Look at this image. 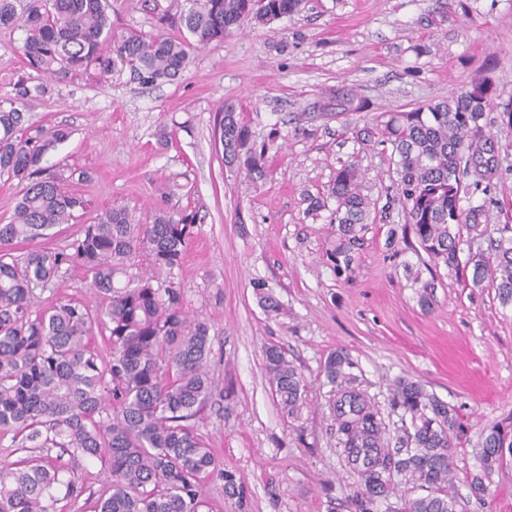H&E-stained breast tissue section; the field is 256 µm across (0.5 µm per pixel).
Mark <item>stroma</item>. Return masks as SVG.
<instances>
[{
    "mask_svg": "<svg viewBox=\"0 0 512 512\" xmlns=\"http://www.w3.org/2000/svg\"><path fill=\"white\" fill-rule=\"evenodd\" d=\"M173 2L114 0L112 26L155 33L153 6ZM24 38L20 28H0V97L20 78L46 83L26 117L69 127L47 164L88 202L44 246L71 251L85 226L115 206L141 219L156 207L195 217L173 277L185 307L212 326L210 377L231 390L207 405L201 432L248 494L243 510L223 481L207 482L213 512H345L355 477L336 451L331 387L321 373L339 350L381 413L400 377L454 406L464 426L454 456L458 512H512V453L491 473L484 500L467 485L480 468L484 429L512 420V304L474 287L471 266L389 249V232L404 217L387 202L391 149L374 131L379 113L441 100L487 68L497 99L511 100L512 0H308L294 17L246 21L224 41L190 50L176 80L153 86L126 74L97 84L43 80L17 52ZM340 89L366 98L369 111L338 112ZM227 104L255 142L280 134L264 182L228 167L214 144ZM347 161L358 165L373 208L345 279L326 257L329 213L310 211L309 201L326 195ZM75 170L88 180L72 178ZM258 279L280 301L279 317L260 307ZM273 345L308 381L291 416L271 397L265 350Z\"/></svg>",
    "mask_w": 512,
    "mask_h": 512,
    "instance_id": "1",
    "label": "stroma"
}]
</instances>
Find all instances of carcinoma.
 <instances>
[{
	"instance_id": "1",
	"label": "carcinoma",
	"mask_w": 512,
	"mask_h": 512,
	"mask_svg": "<svg viewBox=\"0 0 512 512\" xmlns=\"http://www.w3.org/2000/svg\"><path fill=\"white\" fill-rule=\"evenodd\" d=\"M305 5L186 0L180 11L159 17L171 32L118 34L109 0H0V25L25 31L19 52L45 75H82L99 83L128 70L140 83L155 85L183 72L190 49L223 40L245 20L268 25ZM495 86L486 69L445 99L382 113L380 126L396 174L393 200L405 218L402 234L391 231L390 247L408 242L411 233L429 257L456 268L466 245L473 284L488 283L508 305L512 226L482 223L483 204L462 206L469 190L512 172L493 138L483 134L491 112L512 126V100L496 101ZM13 90L9 106L0 103V172L23 183V192L12 219L0 223V438L11 436L30 455L20 468L0 466V512H55L58 501L85 494V485L49 455L53 448L95 458L108 469L97 512H208L201 488L214 478L224 481L226 495L243 501V485L235 473L219 468L200 433L202 414L217 392L205 369L211 325L188 314L171 277L189 242V217L156 208L143 223L128 208L114 206L86 225L71 253L32 247L15 254L12 245L49 236L88 203L43 166L45 156L70 138L69 128L25 120L26 101L43 94L44 86L20 79ZM278 138L274 133L256 146L231 104L214 129L225 163L245 170L254 183L266 179L265 155ZM359 179L357 165L346 162L326 196L310 202L313 211H330L334 241L327 255L338 277L353 270L364 245L370 202ZM71 263L84 270L98 304L61 299L35 310V290L62 282L63 266ZM253 288L268 315L280 313V302L264 283ZM97 331L108 335L107 360L93 346ZM266 361L271 395L290 415L303 401L306 379L278 346L267 349ZM350 368L342 351L322 366L335 387L330 410L336 445L357 478L347 512H379L396 494V476L427 495L403 497L388 512H457L448 487L452 441L463 426L454 409L420 382L400 378L391 388L390 408L398 417L391 435ZM505 448L512 452L511 429L496 424L484 430L480 471L470 475L476 497L485 495Z\"/></svg>"
}]
</instances>
